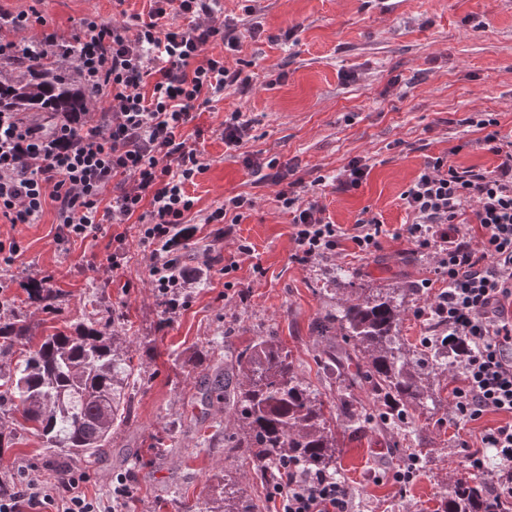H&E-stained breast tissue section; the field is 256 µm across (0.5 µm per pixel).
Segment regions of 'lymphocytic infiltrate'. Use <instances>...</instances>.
Listing matches in <instances>:
<instances>
[{"label": "lymphocytic infiltrate", "mask_w": 512, "mask_h": 512, "mask_svg": "<svg viewBox=\"0 0 512 512\" xmlns=\"http://www.w3.org/2000/svg\"><path fill=\"white\" fill-rule=\"evenodd\" d=\"M217 2L150 0L147 16L134 14L120 24L91 15L72 42L38 11L0 8L1 60L74 58L100 106L98 120L59 117L48 130L19 113H0V220L35 224L53 206L56 240L65 243L99 232L103 220L119 225L144 212L139 243L150 254V283L158 294H182L191 278L178 248L191 236L185 219L195 206L186 187L204 168L187 126L224 88L251 84L242 69L226 64V54L239 52L241 43L225 37ZM173 13L187 18V26H170ZM28 31L31 41L14 40V33ZM218 40L224 55H204ZM467 123L483 130L482 143L499 163L459 167L434 157L402 194L409 217L404 232L417 248L433 249L435 273L444 282L427 315L465 351L463 383L454 394L455 414L464 422L489 412L512 414V321L504 317L512 298V140L497 119ZM245 163L259 182L278 185L298 258L335 254L346 235L319 201L304 198L301 180L287 181L273 158L249 156ZM112 185L118 193L102 207ZM467 224L477 225L478 237L464 232ZM488 451L501 465L498 487L512 490V421L489 429L467 454L473 469H483ZM83 481L75 474L51 487L21 479L14 492L0 496V512H101ZM276 493L282 512H349V491L332 475L290 473Z\"/></svg>", "instance_id": "lymphocytic-infiltrate-1"}]
</instances>
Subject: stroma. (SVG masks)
<instances>
[{"label":"stroma","mask_w":512,"mask_h":512,"mask_svg":"<svg viewBox=\"0 0 512 512\" xmlns=\"http://www.w3.org/2000/svg\"><path fill=\"white\" fill-rule=\"evenodd\" d=\"M0 7L36 9L68 39L80 34L88 15L119 24L149 10L147 0H0ZM219 14L237 22L233 34L252 86L226 88L188 126L199 134L204 169L187 188L195 206L186 222L195 233L180 253L200 280L186 289L185 305L169 312L156 296L138 219L119 229L121 243L111 226L94 238L57 243L50 208L36 224L0 223V237L16 238L22 249L13 265L0 264V282L8 285L0 315L47 327L94 311L120 318L136 378L128 389L130 417L113 429L105 457L93 464L63 459L26 433L0 451V482L28 473L53 486L65 469L83 475L86 495L108 507L112 481L122 474L132 494L121 512H184L212 494L223 472L247 489L258 512H279L273 487L230 450L234 408L203 397L202 364L230 365L255 339L274 335L323 399L333 398L317 366L331 341L318 324L352 288L415 289L400 334L418 348L435 334L421 311L443 283L435 278L432 250L399 235L408 220L401 195L433 157L450 156L461 167L497 165L481 131L464 120L486 113L502 134L512 133V0H397L387 15L372 0H257L248 17L239 0H221ZM235 110L250 122L239 151L221 135L225 115ZM247 152L289 166L345 231L377 217L385 230L380 249L366 257L346 239L329 257L297 262L291 217L276 202V185L258 182L246 166ZM354 159L367 174L357 188L340 189L337 179ZM236 194L255 205L230 235L218 237L217 225L203 219ZM242 243L251 253L239 252ZM231 261L237 269L228 280L223 267ZM30 276L49 277L59 288L54 307L28 300L23 284ZM461 384L460 368H448L434 381L438 404L412 408L398 428L346 433L336 477L350 491L351 512H437L467 445L506 420L491 412L457 422L452 392ZM415 450L427 466L399 486L394 472Z\"/></svg>","instance_id":"35a3bbf8"}]
</instances>
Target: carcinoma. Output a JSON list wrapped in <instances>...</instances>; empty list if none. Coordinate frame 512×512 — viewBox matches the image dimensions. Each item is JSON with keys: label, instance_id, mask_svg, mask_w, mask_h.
Returning a JSON list of instances; mask_svg holds the SVG:
<instances>
[{"label": "carcinoma", "instance_id": "obj_1", "mask_svg": "<svg viewBox=\"0 0 512 512\" xmlns=\"http://www.w3.org/2000/svg\"><path fill=\"white\" fill-rule=\"evenodd\" d=\"M55 59L29 57L0 62V112L52 115L90 112L89 92ZM27 299L47 308L56 289L33 277ZM416 288L385 294L352 289L333 318L321 322L336 332L340 355L319 361L335 381L336 399L325 401L297 371L274 336H262L236 359L233 391L239 410L240 449L260 480L277 484L282 466L336 471L340 436L351 427L379 419L399 426L409 409L432 400L431 382L460 358L448 350L428 354L399 336L403 303ZM37 325L15 316L0 318V450L12 448L18 433H31L61 454L94 463L112 446V428L129 419L126 393L135 372L121 324L91 318L71 330L55 328L37 335ZM368 387L371 400L355 406L349 390ZM218 496L194 505L196 512H257L243 489L219 477ZM441 512H512L506 501L471 477H448Z\"/></svg>", "mask_w": 512, "mask_h": 512}]
</instances>
